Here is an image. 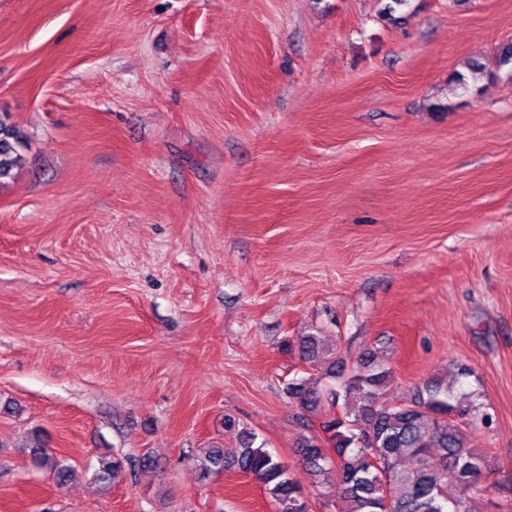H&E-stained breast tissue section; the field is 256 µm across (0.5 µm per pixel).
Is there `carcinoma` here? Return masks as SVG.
<instances>
[{"label":"carcinoma","mask_w":512,"mask_h":512,"mask_svg":"<svg viewBox=\"0 0 512 512\" xmlns=\"http://www.w3.org/2000/svg\"><path fill=\"white\" fill-rule=\"evenodd\" d=\"M497 71L512 79V44L504 46L494 62ZM23 135L6 114H0V187L24 162ZM308 363L335 354L317 335L301 336L288 345ZM391 371L383 356L370 350L345 373L342 358L324 369L339 386L318 387L301 379L288 383V400L314 413L328 409L321 434L302 442V464L314 478L333 473L348 504L347 512H469L467 493L488 467L486 453L468 447L457 418L489 422V415L458 394L456 380L432 377L416 388L404 403L384 399ZM33 464L52 474L60 485L72 477L66 460L38 443L29 448ZM200 475L237 470L261 485L278 505V512H306V498L289 468L265 444L243 431L239 447L213 446L197 457ZM121 465L102 460L93 478L112 482Z\"/></svg>","instance_id":"obj_1"}]
</instances>
